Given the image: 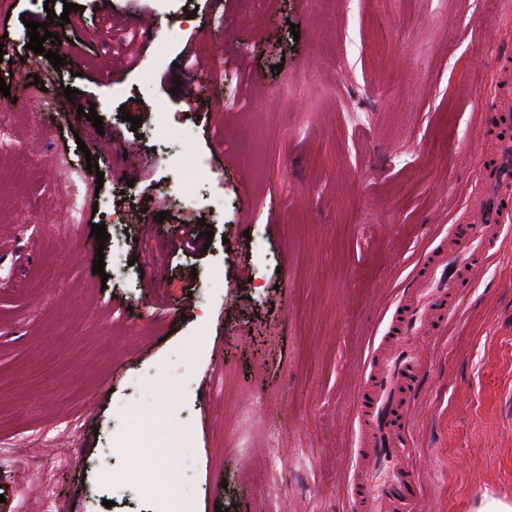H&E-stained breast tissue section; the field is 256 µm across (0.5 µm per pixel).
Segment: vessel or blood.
I'll return each mask as SVG.
<instances>
[{"label":"vessel or blood","instance_id":"obj_1","mask_svg":"<svg viewBox=\"0 0 512 512\" xmlns=\"http://www.w3.org/2000/svg\"><path fill=\"white\" fill-rule=\"evenodd\" d=\"M511 70L501 66L493 78L487 129L498 138L497 150L480 162V183L462 212L457 244L437 251L410 278L396 339L378 356L371 385L356 402L369 469L358 478L354 512H417L421 503L420 481L400 462L410 453L411 395L423 371L416 339L446 329L449 293L470 285L489 257L496 228L512 222V94L504 90Z\"/></svg>","mask_w":512,"mask_h":512}]
</instances>
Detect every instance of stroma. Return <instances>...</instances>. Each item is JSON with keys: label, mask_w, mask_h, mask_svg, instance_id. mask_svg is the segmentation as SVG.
I'll list each match as a JSON object with an SVG mask.
<instances>
[{"label": "stroma", "mask_w": 512, "mask_h": 512, "mask_svg": "<svg viewBox=\"0 0 512 512\" xmlns=\"http://www.w3.org/2000/svg\"><path fill=\"white\" fill-rule=\"evenodd\" d=\"M74 2L0 0V117L21 148L0 157V495L13 512H45L47 486L55 512H350L353 404L494 149L470 100L512 48V0H331L329 22L313 0ZM32 21L80 52L52 66ZM124 33L131 68L109 49ZM60 149L104 173L92 222H64ZM201 219L209 249L183 247ZM501 237L426 347L422 512L512 502V224Z\"/></svg>", "instance_id": "stroma-1"}]
</instances>
